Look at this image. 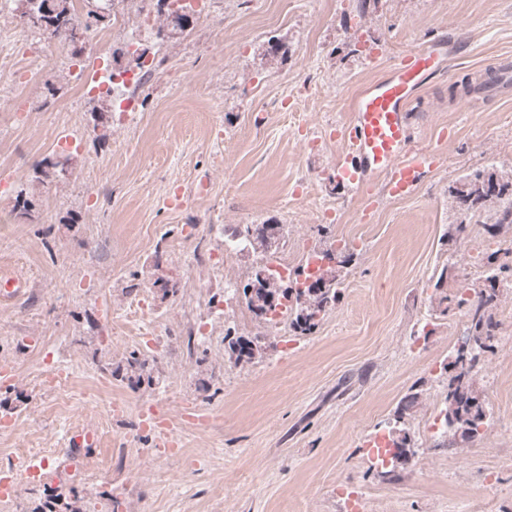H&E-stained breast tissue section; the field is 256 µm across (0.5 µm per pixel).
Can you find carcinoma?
<instances>
[{
	"label": "carcinoma",
	"mask_w": 512,
	"mask_h": 512,
	"mask_svg": "<svg viewBox=\"0 0 512 512\" xmlns=\"http://www.w3.org/2000/svg\"><path fill=\"white\" fill-rule=\"evenodd\" d=\"M16 9L24 15L32 12L40 21L36 30L48 38L71 42L72 31L80 28L89 33L92 27L105 25L111 21L109 4L114 0H94L96 8L87 12V21L79 22L74 12L73 0H13ZM166 27L159 29L156 40L164 42L184 33L192 22V17L178 20L174 12L164 14ZM70 175L68 165L44 158L33 168L32 178L42 185L62 181ZM455 198L465 215L482 216L487 205L495 204L491 226L507 224L512 226V176H506L493 168L483 169L465 176L459 187L453 190ZM237 233L245 241L247 248L268 257L284 247L285 240L282 225L275 223L244 224ZM337 254L336 264L332 267L319 266L311 274L306 268H300L296 275L301 277L296 288H284L278 282L276 273L267 266H259L242 287L241 298L249 311L260 318L267 312L282 305V299H288V329L296 334L307 336L315 332L326 312L336 304L344 285V272L354 261V251L347 245L340 248L329 246L316 252L324 261L331 254ZM512 245L497 248L486 256L484 284L473 289L471 301L456 298L457 306L467 305L469 322L467 336L468 348L456 350L454 361L446 366L448 385L445 396V417L454 426V434L466 441L481 436L480 426L487 424L486 401L475 387L472 368L479 367L484 354L494 348L498 323L494 318L500 294V284L505 275L512 274ZM230 358L235 363L250 362L262 355L267 349L265 337L244 338L226 333ZM101 368L111 375L123 374L128 381L141 385L149 372L148 359L133 352L125 366L112 367L106 362ZM419 393L406 396L395 411V422L401 425L397 435L391 439V447L396 452L390 458V466L378 472L384 481L393 482L400 476V467L415 454L414 443L408 430L403 427Z\"/></svg>",
	"instance_id": "1"
}]
</instances>
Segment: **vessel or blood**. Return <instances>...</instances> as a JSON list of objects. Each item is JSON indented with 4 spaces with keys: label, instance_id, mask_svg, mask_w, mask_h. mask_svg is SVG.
Segmentation results:
<instances>
[{
    "label": "vessel or blood",
    "instance_id": "obj_1",
    "mask_svg": "<svg viewBox=\"0 0 512 512\" xmlns=\"http://www.w3.org/2000/svg\"><path fill=\"white\" fill-rule=\"evenodd\" d=\"M444 48V43L438 42L405 52L385 75L356 94L343 129L345 159L338 167L342 180L359 190L372 177L381 176L388 196L408 198L424 175L438 167L440 159L433 150L412 144L409 106L437 72ZM96 442L91 429L74 430L66 436V447L74 457Z\"/></svg>",
    "mask_w": 512,
    "mask_h": 512
}]
</instances>
